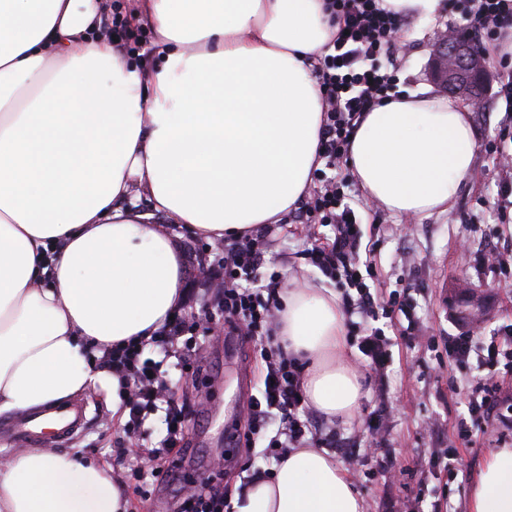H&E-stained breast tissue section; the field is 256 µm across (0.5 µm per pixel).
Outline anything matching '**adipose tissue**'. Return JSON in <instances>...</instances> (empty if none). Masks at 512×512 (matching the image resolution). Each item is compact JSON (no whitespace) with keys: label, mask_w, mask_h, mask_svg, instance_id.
<instances>
[{"label":"adipose tissue","mask_w":512,"mask_h":512,"mask_svg":"<svg viewBox=\"0 0 512 512\" xmlns=\"http://www.w3.org/2000/svg\"><path fill=\"white\" fill-rule=\"evenodd\" d=\"M323 0H141L161 66L98 36L97 0H0V416L94 390L104 345L146 343L179 308L185 271L163 223L212 240L274 224L321 166L312 63ZM477 146L467 108L412 92L365 113L350 146L366 198L414 216L450 206ZM150 196L151 212L130 187ZM324 288L281 296L280 337L307 404L348 420L365 396ZM121 485L72 454L0 464V512H127ZM236 512H365L323 448H292ZM468 512H512V448L481 467Z\"/></svg>","instance_id":"obj_1"}]
</instances>
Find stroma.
Listing matches in <instances>:
<instances>
[{
    "label": "stroma",
    "mask_w": 512,
    "mask_h": 512,
    "mask_svg": "<svg viewBox=\"0 0 512 512\" xmlns=\"http://www.w3.org/2000/svg\"><path fill=\"white\" fill-rule=\"evenodd\" d=\"M448 25L444 16L430 23L406 20L410 50L397 62L398 90L439 92L429 65L437 34ZM480 101V107L470 112L478 148L476 162L454 204L442 212L415 216L406 233L401 230L404 217L377 202L362 219L360 258L372 263L374 277L368 282L372 293L384 300L404 296L411 315L428 335L427 341L416 342L400 336L389 319L375 322L395 340L387 370L388 397L381 403L375 391H368L361 411L342 424L347 436L356 440L355 457L346 469L366 503V512H396L404 501L412 512H468L470 486L489 453L512 445V418H479L468 410L482 375L477 359L449 356L446 345L452 334L471 331L489 337L512 329V270L493 271L480 263L487 248L512 245V197L500 188L491 152L497 132L512 126V102L490 90L481 94ZM290 222V216H283L280 227L274 228L266 270H280L296 286L339 291L336 281L301 255L315 241L331 236V227L319 225L313 233L300 229L291 235L286 231ZM167 231L187 272L184 303L200 309L211 296L203 284L205 267L217 244L177 224L168 225ZM462 279L470 292L486 303L487 312L479 321L464 323L455 315L456 284ZM144 355L165 360L168 384L176 399L200 393L208 397L187 422L190 445L182 461L183 479L219 482L230 502L256 473L272 471L273 460L258 449H235L230 442L236 425L245 421L248 401L257 394L265 370L251 342L238 341L236 357L229 358L224 354L223 337H211L207 370L200 375L182 372L175 358L165 357L157 347H146ZM84 398L92 420L70 445V452L111 466L113 477L125 484L129 512H176L180 501L177 485L161 486L145 496L128 480L132 465L147 463L142 448L158 446L165 437L164 412L149 416L138 432L141 445L133 448L124 422L112 414L111 385H98ZM378 408L386 417V451L401 472L396 481L389 480L379 457L365 451L370 438L366 421ZM227 451L233 455L231 463L219 471L210 469V459Z\"/></svg>",
    "instance_id": "35a3bbf8"
}]
</instances>
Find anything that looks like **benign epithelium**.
I'll return each instance as SVG.
<instances>
[{"label": "benign epithelium", "instance_id": "1", "mask_svg": "<svg viewBox=\"0 0 512 512\" xmlns=\"http://www.w3.org/2000/svg\"><path fill=\"white\" fill-rule=\"evenodd\" d=\"M432 74L436 81L453 94L471 102L484 85L487 77L482 58L462 33L437 39L432 53Z\"/></svg>", "mask_w": 512, "mask_h": 512}]
</instances>
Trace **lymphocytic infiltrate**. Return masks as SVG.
Masks as SVG:
<instances>
[{
    "instance_id": "obj_1",
    "label": "lymphocytic infiltrate",
    "mask_w": 512,
    "mask_h": 512,
    "mask_svg": "<svg viewBox=\"0 0 512 512\" xmlns=\"http://www.w3.org/2000/svg\"><path fill=\"white\" fill-rule=\"evenodd\" d=\"M325 9L336 33L313 63L323 110L320 157L325 167L313 171L316 187L294 221L332 226V237L313 245L304 257L325 275L346 284L348 292L342 297L346 313L374 320L381 304L360 271L361 221L345 203L341 182L329 172L347 160L350 137L364 113L388 98L396 84L405 19L385 8L383 0H325ZM459 28L473 38L486 64L502 68L500 92L512 99V0H468L460 13ZM269 247L270 233L263 229L225 249L207 267L210 281L218 283L219 289L203 311L175 313L152 342L163 350L180 346V365L198 371L204 364L200 340L214 331L259 341L266 373L260 396L248 406L242 442L248 448L264 442V456L278 460L288 449L301 447L309 435L324 448L343 446L344 441L340 429L315 434L302 418L304 366L288 355L276 336L278 297L285 281L274 272L263 287L255 285ZM356 344L367 360L376 390L384 391L392 359L390 338L374 328L358 336ZM448 349L460 359L477 356L485 372L469 401L470 413L485 415L498 409L497 377L500 367L512 371V344L504 346L494 339L479 342L461 335L449 337ZM100 363L126 383L131 429H139L148 415L161 410L170 429L179 430L192 404L172 401L160 362L144 358L141 347L130 345L118 351L104 349ZM273 421L278 429L271 436L267 428Z\"/></svg>"
}]
</instances>
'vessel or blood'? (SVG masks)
<instances>
[{
	"instance_id": "1",
	"label": "vessel or blood",
	"mask_w": 512,
	"mask_h": 512,
	"mask_svg": "<svg viewBox=\"0 0 512 512\" xmlns=\"http://www.w3.org/2000/svg\"><path fill=\"white\" fill-rule=\"evenodd\" d=\"M89 424L85 405L65 401L39 412L25 413L0 426L4 434L19 446L53 448L81 434Z\"/></svg>"
}]
</instances>
